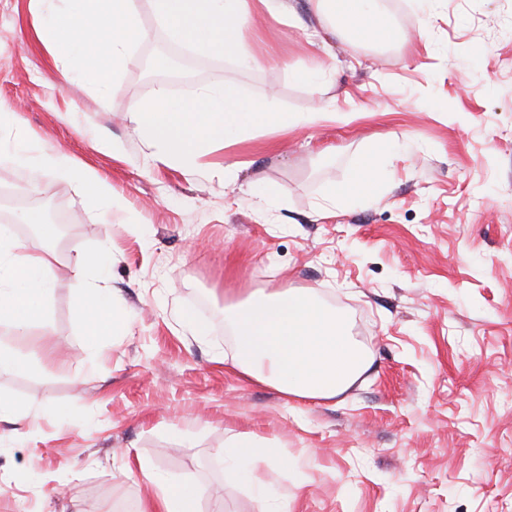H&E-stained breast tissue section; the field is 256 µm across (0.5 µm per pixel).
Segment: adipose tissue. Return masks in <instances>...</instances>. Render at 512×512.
<instances>
[{"label": "adipose tissue", "instance_id": "ef3b65f1", "mask_svg": "<svg viewBox=\"0 0 512 512\" xmlns=\"http://www.w3.org/2000/svg\"><path fill=\"white\" fill-rule=\"evenodd\" d=\"M63 2L38 36L67 62L64 79L76 78L105 89L133 60V46L141 35L134 0ZM308 3L331 37L379 46L400 39L398 27L377 8L376 0ZM152 5L157 23L173 40L240 62L252 61L250 45L259 37L250 24L252 10L280 19L289 14L283 0H152ZM131 112L137 133L154 159L183 169L199 166L214 147L246 140L259 130L314 125L323 118L319 111L291 117L269 102L243 99L225 87L205 88L186 102L171 98L161 88L151 99L134 102ZM11 139L8 155L30 166L34 186L68 175L85 185L91 206L103 217H111L114 199L106 180L51 149L33 151L34 137L23 126H15ZM383 185L380 155L367 153L355 161L349 184L337 196L372 199ZM25 221L37 226L41 245L0 226V322L19 336L46 322L56 263L48 243L58 232L56 225L43 222L38 214H27ZM81 278L88 301L78 305L76 315L90 340L108 329L120 332L125 318L108 289L102 256L83 262ZM224 325L233 337V347L230 354L221 355V363L291 399L336 398L371 363L370 355L353 338L346 316L325 306L309 289L252 291L242 302L225 307ZM227 453L235 460H268L278 471L292 466L278 449L262 445L249 434L236 435ZM141 472L154 489L141 512H199L203 489L193 476L166 481L149 467Z\"/></svg>", "mask_w": 512, "mask_h": 512}]
</instances>
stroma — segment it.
<instances>
[{"label": "stroma", "mask_w": 512, "mask_h": 512, "mask_svg": "<svg viewBox=\"0 0 512 512\" xmlns=\"http://www.w3.org/2000/svg\"><path fill=\"white\" fill-rule=\"evenodd\" d=\"M287 2L288 23L254 12L262 37L244 66L171 40L135 0V60L100 91L62 82L36 36L46 9L0 0V113L120 203L104 220L77 181L36 190L29 168L0 160V185L26 198L0 207L14 235L37 240L20 211L67 217L46 325L16 336L0 324L19 360L0 371V400L21 414L0 421V512H138L143 464L195 476L201 512H258L222 453L245 432L292 460L274 482L285 512H512V0H382L402 44L323 50L305 46L320 28L307 0ZM313 69L330 76L318 96L303 79ZM211 85L328 117L211 154L237 164L233 182L155 163L131 104ZM102 136L121 155L99 151ZM380 143V198L327 206ZM106 247L127 329L93 349L79 269ZM260 288L313 289L348 318L372 356L350 390L293 400L216 362L233 346L225 304ZM187 313L207 336H191ZM47 340L59 347L48 360Z\"/></svg>", "instance_id": "stroma-1"}]
</instances>
